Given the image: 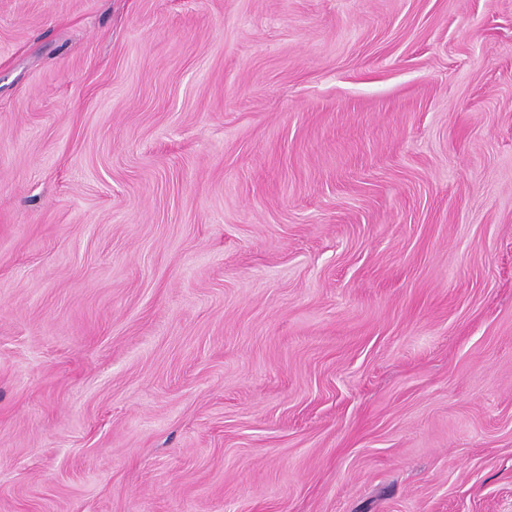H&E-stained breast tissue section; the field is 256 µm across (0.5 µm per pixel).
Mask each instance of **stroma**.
Returning a JSON list of instances; mask_svg holds the SVG:
<instances>
[{
    "instance_id": "35a3bbf8",
    "label": "stroma",
    "mask_w": 512,
    "mask_h": 512,
    "mask_svg": "<svg viewBox=\"0 0 512 512\" xmlns=\"http://www.w3.org/2000/svg\"><path fill=\"white\" fill-rule=\"evenodd\" d=\"M0 512H512V0H0Z\"/></svg>"
}]
</instances>
